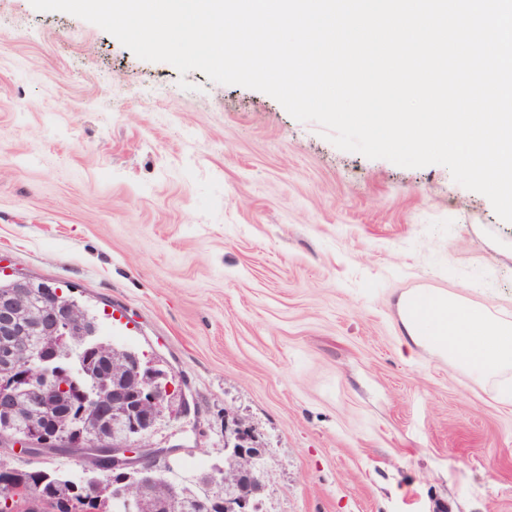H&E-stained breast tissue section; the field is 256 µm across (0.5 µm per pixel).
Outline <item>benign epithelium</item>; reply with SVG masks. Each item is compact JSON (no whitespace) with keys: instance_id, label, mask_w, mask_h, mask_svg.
Returning a JSON list of instances; mask_svg holds the SVG:
<instances>
[{"instance_id":"obj_1","label":"benign epithelium","mask_w":512,"mask_h":512,"mask_svg":"<svg viewBox=\"0 0 512 512\" xmlns=\"http://www.w3.org/2000/svg\"><path fill=\"white\" fill-rule=\"evenodd\" d=\"M33 280H9L0 294V412L9 422L21 421L24 435L0 433V491L24 489L31 494L18 508L47 512L42 492L45 479L38 471L22 470L13 456H47L59 446L77 459L85 482H71L73 493L109 494L113 512H147L153 503L159 512H189V503L172 492L163 498L152 493L156 472L172 468L169 448H149L146 439L175 398L167 374L125 350L120 365L105 355L107 370L91 395L79 385L69 388L56 379L65 375L73 347L86 346L99 354L112 348L97 328L70 305L59 301V288L42 285L41 300L30 303ZM254 431L236 424L224 433L225 464L207 474L224 479L222 512H252L264 491L268 471Z\"/></svg>"}]
</instances>
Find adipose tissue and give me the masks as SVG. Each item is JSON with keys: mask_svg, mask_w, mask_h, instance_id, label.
<instances>
[{"mask_svg": "<svg viewBox=\"0 0 512 512\" xmlns=\"http://www.w3.org/2000/svg\"><path fill=\"white\" fill-rule=\"evenodd\" d=\"M398 312L406 348L426 347L482 376L512 369V319L440 289L403 294Z\"/></svg>", "mask_w": 512, "mask_h": 512, "instance_id": "obj_1", "label": "adipose tissue"}]
</instances>
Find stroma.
<instances>
[{
    "instance_id": "stroma-1",
    "label": "stroma",
    "mask_w": 512,
    "mask_h": 512,
    "mask_svg": "<svg viewBox=\"0 0 512 512\" xmlns=\"http://www.w3.org/2000/svg\"><path fill=\"white\" fill-rule=\"evenodd\" d=\"M191 90L181 88V81ZM48 281L190 404L148 441L224 460L251 426L261 512H512V370L406 351L399 297L512 317V223L441 165L338 149L271 96L0 0V276Z\"/></svg>"
}]
</instances>
